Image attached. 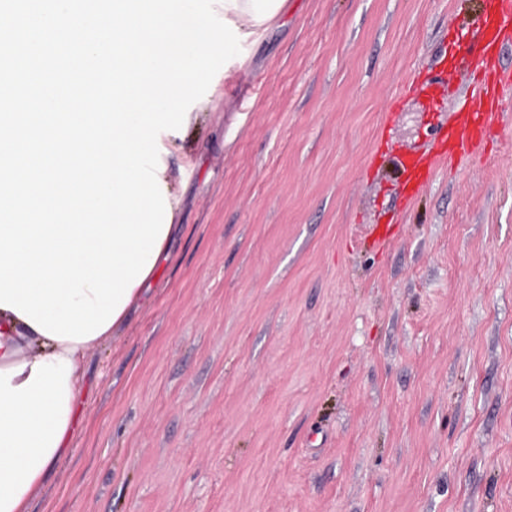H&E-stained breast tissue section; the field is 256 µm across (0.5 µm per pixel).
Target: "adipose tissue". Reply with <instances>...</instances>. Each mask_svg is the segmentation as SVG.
<instances>
[{"label": "adipose tissue", "instance_id": "obj_1", "mask_svg": "<svg viewBox=\"0 0 512 512\" xmlns=\"http://www.w3.org/2000/svg\"><path fill=\"white\" fill-rule=\"evenodd\" d=\"M285 0H236L224 27L259 38ZM95 341H56L0 308V512H30L73 434L84 364Z\"/></svg>", "mask_w": 512, "mask_h": 512}]
</instances>
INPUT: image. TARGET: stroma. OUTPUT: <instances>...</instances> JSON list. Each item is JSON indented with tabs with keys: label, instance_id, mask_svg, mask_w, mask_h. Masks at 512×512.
<instances>
[{
	"label": "stroma",
	"instance_id": "stroma-1",
	"mask_svg": "<svg viewBox=\"0 0 512 512\" xmlns=\"http://www.w3.org/2000/svg\"><path fill=\"white\" fill-rule=\"evenodd\" d=\"M490 9L285 0L241 42L32 512H512V127L409 199L393 163ZM427 77L417 88L425 100V110L435 113L440 117L446 108L448 101L458 95V89L452 87V78L445 74L443 70L438 73H429Z\"/></svg>",
	"mask_w": 512,
	"mask_h": 512
}]
</instances>
